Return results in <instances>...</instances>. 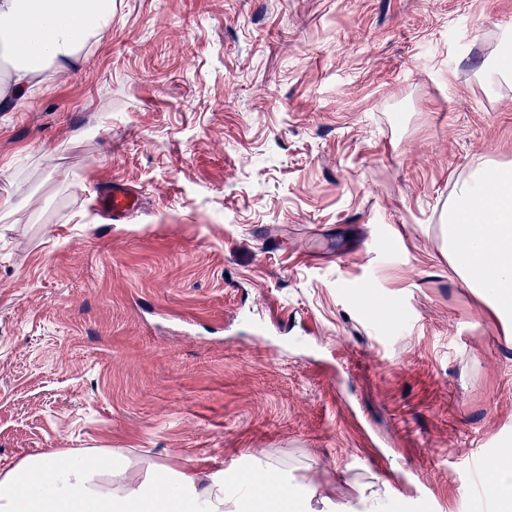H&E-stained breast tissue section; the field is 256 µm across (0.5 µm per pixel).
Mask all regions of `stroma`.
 Returning <instances> with one entry per match:
<instances>
[{"instance_id": "stroma-1", "label": "stroma", "mask_w": 512, "mask_h": 512, "mask_svg": "<svg viewBox=\"0 0 512 512\" xmlns=\"http://www.w3.org/2000/svg\"><path fill=\"white\" fill-rule=\"evenodd\" d=\"M505 27L512 0H112L80 68L0 106V470L262 460L324 512L371 483L472 512L471 461L489 490L512 448V335L441 225L512 165V86L476 78ZM102 207L112 215V223L123 224L137 209L138 199L127 185L112 182L101 195Z\"/></svg>"}]
</instances>
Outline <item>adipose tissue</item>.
<instances>
[{
  "instance_id": "obj_1",
  "label": "adipose tissue",
  "mask_w": 512,
  "mask_h": 512,
  "mask_svg": "<svg viewBox=\"0 0 512 512\" xmlns=\"http://www.w3.org/2000/svg\"><path fill=\"white\" fill-rule=\"evenodd\" d=\"M112 28V0H0V45L12 60L0 102L19 98L52 68L74 69ZM448 262L512 334V168L489 163L457 188L444 216ZM126 457L34 455L0 472V512H311L312 494L281 466L258 462L224 480L155 464L146 480Z\"/></svg>"
}]
</instances>
